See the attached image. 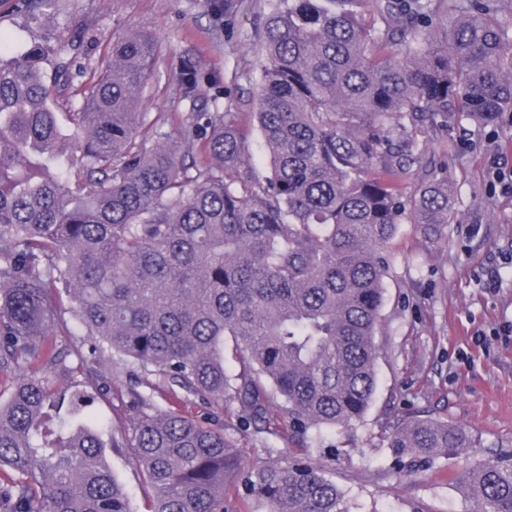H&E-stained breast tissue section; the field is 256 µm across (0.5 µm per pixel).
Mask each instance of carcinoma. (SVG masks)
Wrapping results in <instances>:
<instances>
[{"label":"carcinoma","mask_w":512,"mask_h":512,"mask_svg":"<svg viewBox=\"0 0 512 512\" xmlns=\"http://www.w3.org/2000/svg\"><path fill=\"white\" fill-rule=\"evenodd\" d=\"M505 2L272 0L262 178L238 113L214 101L186 116L181 147L139 135L153 33L112 37L66 126L52 90L81 75L82 32L0 41V512H133L108 460L118 449L152 491L146 512H224L230 484L266 512H350L322 467L252 468L231 451L224 400L264 445L284 419L306 446L310 431L362 418L388 244L400 224L428 232L454 217L419 135L512 112ZM16 7L38 24L50 0ZM178 87L198 101L194 67ZM198 138L205 157L189 161ZM67 312L80 338L59 349L51 337L75 335ZM128 365L150 394H132L137 414L114 429L95 394ZM172 399L208 418L161 405ZM473 444L461 426L419 419L395 425L388 447L430 460ZM462 484L476 512H512V454L477 461Z\"/></svg>","instance_id":"obj_1"}]
</instances>
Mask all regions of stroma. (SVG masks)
<instances>
[{"label":"stroma","instance_id":"35a3bbf8","mask_svg":"<svg viewBox=\"0 0 512 512\" xmlns=\"http://www.w3.org/2000/svg\"><path fill=\"white\" fill-rule=\"evenodd\" d=\"M235 3L227 26L211 0H57L47 24L36 27L11 0H0V31L25 45L80 28L81 62L89 71L112 35L154 32L160 49L138 111L163 117L158 131L182 140L183 119L194 105L179 94L177 78L193 63L203 76L202 96L238 112L250 163L264 176L267 157L254 112L268 0ZM427 156L448 165L453 221L429 236L419 225L399 226L387 248L374 338L376 390L360 421L321 437L320 462L345 491L351 512H471L462 473L477 460L512 452V192L492 180L493 171H512V112L494 127L435 129ZM239 410L237 401H225L224 431L247 463L306 459L297 443L255 442L240 430ZM427 417L465 428L475 447L430 462L396 461L388 446L391 425Z\"/></svg>","mask_w":512,"mask_h":512}]
</instances>
